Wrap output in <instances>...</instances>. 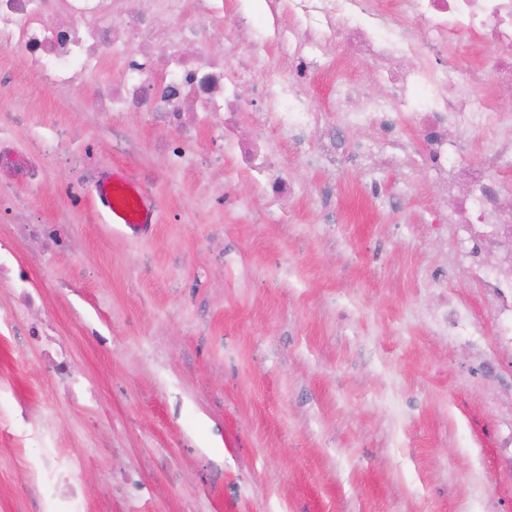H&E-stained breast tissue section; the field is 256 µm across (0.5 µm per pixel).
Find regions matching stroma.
Wrapping results in <instances>:
<instances>
[{"mask_svg":"<svg viewBox=\"0 0 512 512\" xmlns=\"http://www.w3.org/2000/svg\"><path fill=\"white\" fill-rule=\"evenodd\" d=\"M0 70L13 78L0 93L13 147L46 144L36 171L0 175V190L61 236L43 249L0 215V244L43 281L24 335L0 331V512L43 509L40 451L15 427L23 408L68 463L78 512H512L491 384L424 317L446 292L491 326L479 288L456 275L464 254L425 221L438 188L420 168H312L302 156L317 142L277 132L307 192L276 203L240 162H212L207 129L174 165L161 145L180 130L97 111L120 55L72 89H38L18 50H0ZM115 168L150 192L149 234L97 212L94 182ZM47 352L77 367L74 383Z\"/></svg>","mask_w":512,"mask_h":512,"instance_id":"35a3bbf8","label":"stroma"}]
</instances>
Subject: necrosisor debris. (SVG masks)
Listing matches in <instances>:
<instances>
[{
    "label": "necrosis or debris",
    "mask_w": 512,
    "mask_h": 512,
    "mask_svg": "<svg viewBox=\"0 0 512 512\" xmlns=\"http://www.w3.org/2000/svg\"><path fill=\"white\" fill-rule=\"evenodd\" d=\"M248 0L225 11L224 0H0V48L22 50L42 82L76 86L99 73L107 58L121 52L123 79L100 100L107 112L147 106L166 126H183L187 114H200L224 154L243 159L253 181L274 198L300 196L304 186L275 170L274 157L258 141L237 135L245 79L238 64L248 52L236 42L215 52L205 37L218 16L234 27L250 26ZM286 0L298 24L272 22L255 31V45L276 44L301 69L336 73L328 48L343 42L377 66L382 95L374 96L338 79L344 127H375L378 143L340 152L331 116L312 109L288 79L271 76L259 87L264 107L256 127L271 126L295 142H319L318 157L335 164L371 156L378 164L402 168L416 164L443 190L432 225L451 235L468 263L467 280L491 300L494 340L481 344V329L467 308L443 296L430 315L435 329L462 339L473 350L472 372L494 376L512 397V373L503 360L512 352V113L476 105L471 86L483 73L471 67L462 77L448 49L463 33L477 35L495 55L496 85L512 97V0ZM425 52L434 69L399 67L400 59ZM414 133L423 146L412 152ZM486 136L477 158H470L472 134ZM494 264H487V255Z\"/></svg>",
    "instance_id": "obj_1"
}]
</instances>
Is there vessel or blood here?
Masks as SVG:
<instances>
[{"mask_svg": "<svg viewBox=\"0 0 512 512\" xmlns=\"http://www.w3.org/2000/svg\"><path fill=\"white\" fill-rule=\"evenodd\" d=\"M94 192L107 209L112 223L122 224L134 234L149 233L154 222V208L147 190L130 174L118 172L99 181Z\"/></svg>", "mask_w": 512, "mask_h": 512, "instance_id": "obj_1", "label": "vessel or blood"}]
</instances>
